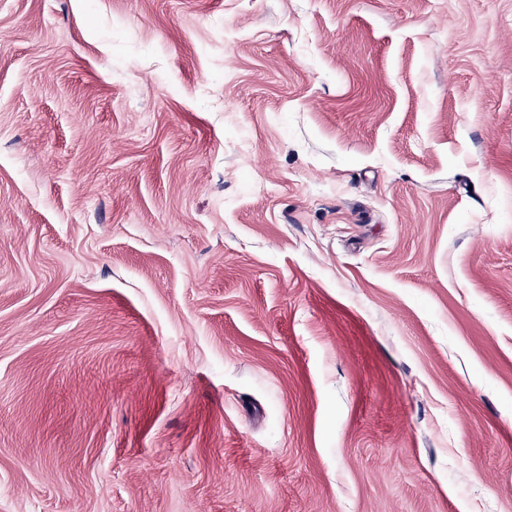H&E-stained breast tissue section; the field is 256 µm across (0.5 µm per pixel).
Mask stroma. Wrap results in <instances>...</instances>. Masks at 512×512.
<instances>
[{
	"mask_svg": "<svg viewBox=\"0 0 512 512\" xmlns=\"http://www.w3.org/2000/svg\"><path fill=\"white\" fill-rule=\"evenodd\" d=\"M0 512H512V0H0Z\"/></svg>",
	"mask_w": 512,
	"mask_h": 512,
	"instance_id": "1",
	"label": "stroma"
}]
</instances>
